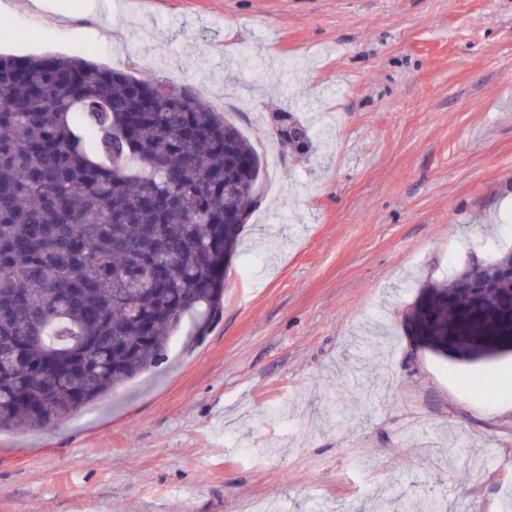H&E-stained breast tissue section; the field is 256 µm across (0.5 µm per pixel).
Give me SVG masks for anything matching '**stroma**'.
I'll return each mask as SVG.
<instances>
[{"label": "stroma", "mask_w": 512, "mask_h": 512, "mask_svg": "<svg viewBox=\"0 0 512 512\" xmlns=\"http://www.w3.org/2000/svg\"><path fill=\"white\" fill-rule=\"evenodd\" d=\"M42 2L0 13V53L194 87L257 150L260 205L206 335L0 434V512H496L512 353L438 356L412 315L512 248V0Z\"/></svg>", "instance_id": "stroma-1"}]
</instances>
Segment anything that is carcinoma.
<instances>
[{"instance_id": "carcinoma-1", "label": "carcinoma", "mask_w": 512, "mask_h": 512, "mask_svg": "<svg viewBox=\"0 0 512 512\" xmlns=\"http://www.w3.org/2000/svg\"><path fill=\"white\" fill-rule=\"evenodd\" d=\"M260 159L192 90L84 58L0 54V431L51 428L204 326ZM244 194H224V186ZM512 249L432 287L415 328L461 362L512 350Z\"/></svg>"}]
</instances>
